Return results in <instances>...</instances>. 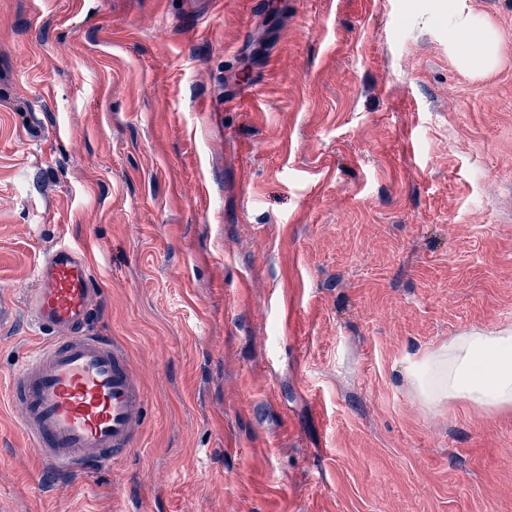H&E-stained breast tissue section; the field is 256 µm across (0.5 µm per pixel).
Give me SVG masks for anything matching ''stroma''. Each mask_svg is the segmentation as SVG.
Listing matches in <instances>:
<instances>
[{"mask_svg": "<svg viewBox=\"0 0 512 512\" xmlns=\"http://www.w3.org/2000/svg\"><path fill=\"white\" fill-rule=\"evenodd\" d=\"M470 5L480 77L439 0H0V388L66 239L144 395L75 477L0 405V512H512V409L406 381L512 327V0ZM445 2H448V30L457 38L475 36L482 46V52L477 58L457 55L456 60L460 68L470 73H485L493 70L499 62L500 37L497 30L474 14L469 6V0Z\"/></svg>", "mask_w": 512, "mask_h": 512, "instance_id": "35a3bbf8", "label": "stroma"}]
</instances>
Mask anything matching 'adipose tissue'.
<instances>
[{"instance_id":"1","label":"adipose tissue","mask_w":512,"mask_h":512,"mask_svg":"<svg viewBox=\"0 0 512 512\" xmlns=\"http://www.w3.org/2000/svg\"><path fill=\"white\" fill-rule=\"evenodd\" d=\"M447 23L456 37H477L482 52L457 58L470 73L493 70L499 62L500 37L490 24L472 11L469 0H448ZM408 380L430 407L463 402L485 412L512 407V328L466 331L448 344L416 358Z\"/></svg>"}]
</instances>
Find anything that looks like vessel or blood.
<instances>
[{"label":"vessel or blood","instance_id":"obj_1","mask_svg":"<svg viewBox=\"0 0 512 512\" xmlns=\"http://www.w3.org/2000/svg\"><path fill=\"white\" fill-rule=\"evenodd\" d=\"M98 299L89 253L65 240L45 252L23 299L30 326L44 338L5 398L20 410L30 453L57 473L87 463L109 468L137 436L143 391L124 350L89 330Z\"/></svg>","mask_w":512,"mask_h":512}]
</instances>
